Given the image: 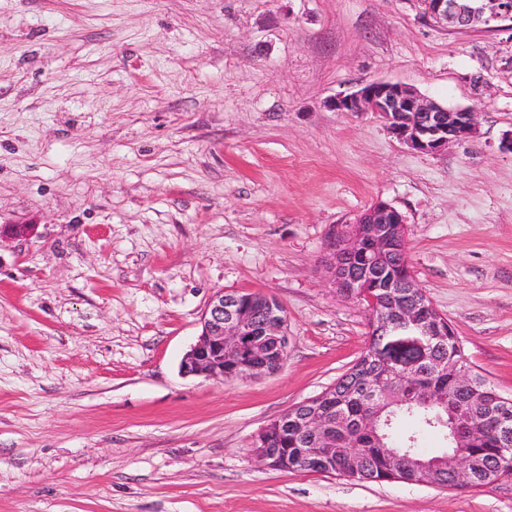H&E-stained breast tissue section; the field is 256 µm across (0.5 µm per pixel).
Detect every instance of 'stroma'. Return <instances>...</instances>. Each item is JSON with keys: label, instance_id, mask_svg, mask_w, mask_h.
Returning <instances> with one entry per match:
<instances>
[{"label": "stroma", "instance_id": "stroma-1", "mask_svg": "<svg viewBox=\"0 0 512 512\" xmlns=\"http://www.w3.org/2000/svg\"><path fill=\"white\" fill-rule=\"evenodd\" d=\"M377 80L480 114L437 154L332 111ZM512 31L418 0H0V512H512L484 487L258 464L368 344L327 244L377 201L475 373L512 397ZM288 317L276 373L184 375L217 290Z\"/></svg>", "mask_w": 512, "mask_h": 512}]
</instances>
